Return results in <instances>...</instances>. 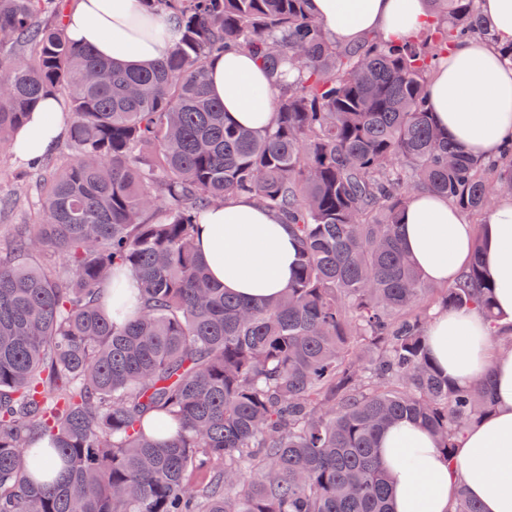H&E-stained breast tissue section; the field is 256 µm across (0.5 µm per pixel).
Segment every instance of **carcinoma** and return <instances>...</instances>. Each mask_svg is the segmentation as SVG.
Wrapping results in <instances>:
<instances>
[{
  "label": "carcinoma",
  "mask_w": 512,
  "mask_h": 512,
  "mask_svg": "<svg viewBox=\"0 0 512 512\" xmlns=\"http://www.w3.org/2000/svg\"><path fill=\"white\" fill-rule=\"evenodd\" d=\"M148 2L174 46L129 68L68 38L67 0H0V147L64 94L71 148L0 251V512H390L381 430L409 418L450 455L494 409L487 379L439 372L431 307L481 310L512 351L479 256L437 288L398 234L421 190L477 225L512 195V139L466 155L428 110L431 73L481 34L479 0H429L414 35L352 45L306 0ZM235 48L272 81L262 131L209 87ZM229 195L299 240L274 299L224 292L198 260L196 227ZM455 512H481L463 487Z\"/></svg>",
  "instance_id": "obj_1"
}]
</instances>
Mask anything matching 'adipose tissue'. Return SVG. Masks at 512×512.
Here are the masks:
<instances>
[{
    "label": "adipose tissue",
    "instance_id": "ef3b65f1",
    "mask_svg": "<svg viewBox=\"0 0 512 512\" xmlns=\"http://www.w3.org/2000/svg\"><path fill=\"white\" fill-rule=\"evenodd\" d=\"M309 13L331 38L349 44L365 34L399 41L430 18L428 0H308ZM481 17L492 42L466 41L432 72L430 108L449 139L468 155L495 156L512 136V62L499 47L512 44V0H481ZM71 39L131 67L166 57L172 42L146 35L142 27L167 26L146 13L141 0H76L65 18ZM211 92L229 117L256 130L273 118L269 78L246 51H230L208 64ZM62 132L61 107L46 97L18 131L15 156L31 161L47 152ZM482 229L465 223L443 195L410 199L400 225L405 249L433 283L455 281L481 256L495 287V310L512 321V199L488 210ZM198 254L211 280L249 299H268L289 286L299 256L295 233L256 200L228 196L199 226ZM443 374L465 383L492 377L495 411L466 430L452 456L432 434L410 420L380 435V463L392 477V512H454L457 491L466 488L482 512H512V356L498 355L483 314L476 309L440 311L427 330Z\"/></svg>",
    "mask_w": 512,
    "mask_h": 512
}]
</instances>
